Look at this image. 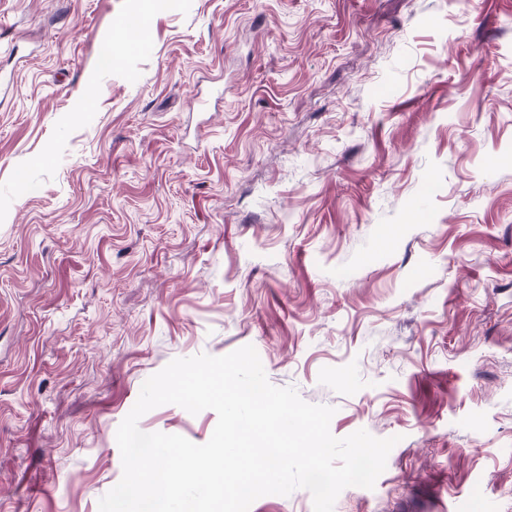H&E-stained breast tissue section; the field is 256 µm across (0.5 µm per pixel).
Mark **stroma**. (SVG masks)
Listing matches in <instances>:
<instances>
[{
    "label": "stroma",
    "instance_id": "1",
    "mask_svg": "<svg viewBox=\"0 0 512 512\" xmlns=\"http://www.w3.org/2000/svg\"><path fill=\"white\" fill-rule=\"evenodd\" d=\"M246 345L397 437L333 512H512V0H0V512H99Z\"/></svg>",
    "mask_w": 512,
    "mask_h": 512
}]
</instances>
